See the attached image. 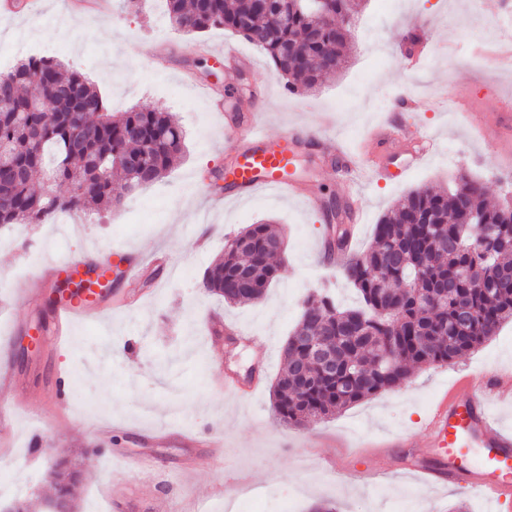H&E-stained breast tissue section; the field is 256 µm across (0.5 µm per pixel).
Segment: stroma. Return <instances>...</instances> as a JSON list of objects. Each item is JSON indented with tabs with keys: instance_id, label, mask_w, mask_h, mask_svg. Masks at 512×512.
Segmentation results:
<instances>
[{
	"instance_id": "stroma-1",
	"label": "stroma",
	"mask_w": 512,
	"mask_h": 512,
	"mask_svg": "<svg viewBox=\"0 0 512 512\" xmlns=\"http://www.w3.org/2000/svg\"><path fill=\"white\" fill-rule=\"evenodd\" d=\"M110 2L109 12L90 11L79 29L71 24L73 9L89 0H33L31 10L0 14V68L31 55L61 60L84 73L111 112L162 105L186 139L173 168L128 196L122 209L0 231V353L9 354L22 384L16 394L0 391V406L14 408L11 429L0 438L12 448L0 459V480L19 484L32 512H46L53 490L47 458L28 447L35 434L80 471L76 512H111L101 490L108 480L114 497L138 504L139 512H185L197 503L205 512H312L320 504L336 512H410L418 504L447 512L458 501L467 512H512V501L494 506L456 485H427L409 469L426 439L421 422L443 390L473 370L512 381V323L468 355L414 370L404 385L331 418L302 428L279 424L273 387L305 297L324 288L354 306L358 295L318 257L322 214L266 188L244 200L228 197L225 180H211L234 147L200 89L210 84L229 118L263 111L272 135L289 129L332 135L356 150L370 128L400 117L440 141L439 151L412 171H404L399 155L391 165L395 177L369 171L360 177L353 187L364 207L354 242L359 252L380 218L412 190H440L464 174L485 186L489 201L512 193V155L504 151L512 125L499 118L512 113V64L500 58L512 44V29L499 24L484 0H364L346 68L316 90L292 94L265 53L239 34L221 27L179 32L163 0H142L135 13L120 0ZM417 27L438 47L411 71L400 51ZM195 42L236 45L253 63L247 72L252 94H225L229 75L213 58L192 52ZM460 93L471 98L467 122L450 106ZM401 96L418 100L415 111L397 113ZM297 175L329 205L345 202L352 189L335 167L304 158ZM260 222L274 224L285 239L278 279L248 305L205 294L203 274L222 255L225 237ZM200 234L207 240L201 252L193 246ZM117 248L167 252L172 265L160 273L145 267L135 285L144 292L141 305L113 314L111 329L85 321L65 350L46 343L28 348V337L49 320L43 302L13 305L17 290L37 275L31 255L95 258ZM203 358L246 388L259 375L261 390L240 396L213 390L199 367ZM61 365L83 386L81 397L63 408L46 383ZM383 440L402 443L395 468L379 482L364 481L383 463L377 448ZM126 456L144 462L128 479L120 476ZM185 465L192 470L186 482L177 476Z\"/></svg>"
}]
</instances>
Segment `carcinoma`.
Instances as JSON below:
<instances>
[{
	"label": "carcinoma",
	"instance_id": "1",
	"mask_svg": "<svg viewBox=\"0 0 512 512\" xmlns=\"http://www.w3.org/2000/svg\"><path fill=\"white\" fill-rule=\"evenodd\" d=\"M357 0H166L177 30L203 33L224 27L263 50L287 91L312 89L347 63V41ZM309 30L318 40L302 39ZM0 229L47 224L84 209L112 210L130 194L162 178L185 140L161 106L116 116L80 72L63 62L30 56L0 73ZM141 168L127 160L143 148ZM482 235L485 247L474 249ZM240 236L249 248L224 245L204 273L202 288L233 304L260 300L277 278L281 234L251 224ZM252 286L238 288V271ZM360 305L339 306L324 290L304 300L282 348L285 369L274 396L277 419L302 426L322 420L405 383L412 369L469 354L512 322V201L493 207L485 187L464 180L436 192L408 193L375 226L366 250L343 268ZM303 336L336 350V371L298 345ZM399 357L383 363L388 345ZM47 478L55 512H70L78 474L56 459Z\"/></svg>",
	"mask_w": 512,
	"mask_h": 512
}]
</instances>
